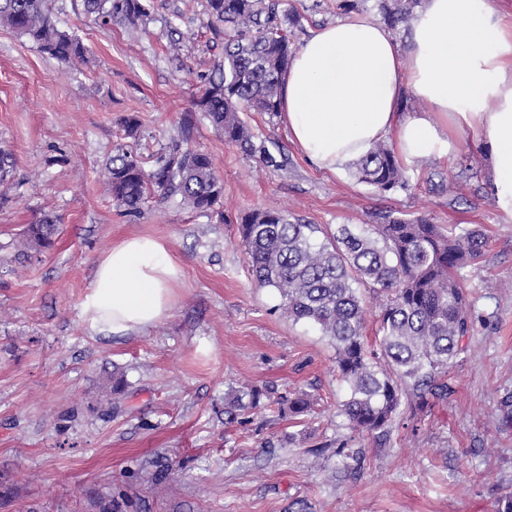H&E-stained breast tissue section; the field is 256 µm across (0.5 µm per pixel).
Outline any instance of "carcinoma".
Returning a JSON list of instances; mask_svg holds the SVG:
<instances>
[{
    "mask_svg": "<svg viewBox=\"0 0 512 512\" xmlns=\"http://www.w3.org/2000/svg\"><path fill=\"white\" fill-rule=\"evenodd\" d=\"M148 0H82L84 13L104 22L137 27L149 17ZM420 0H382L389 25L402 22ZM207 27L224 40V59L201 77L194 101L224 140L266 167H280L255 147L240 113L278 112L282 77L293 54L283 0H205ZM0 24L28 38L41 51L69 63L84 59L85 46L53 20L50 0H0ZM15 164L0 149V186L9 184ZM355 176L380 191L406 186L394 151L378 142L356 160ZM104 184L116 206L130 215L150 198L179 199L195 211L217 209L224 184L210 156L173 141L149 158L123 149L106 165ZM241 244L255 283L274 288L278 309L295 323L319 327L335 349L336 373L346 385L341 412L351 429L385 433L400 417L416 420L454 392L449 369L466 353L474 325L466 273L477 268L487 240L478 227L446 231L420 217L387 216L381 224L355 229L305 224L272 209H258L239 221ZM54 220L28 226L24 245L51 243ZM373 290L380 303L375 345L363 336V298ZM291 419L313 412L304 393L276 395L272 386H242L224 404L225 423L242 420L266 401Z\"/></svg>",
    "mask_w": 512,
    "mask_h": 512,
    "instance_id": "1",
    "label": "carcinoma"
}]
</instances>
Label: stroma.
Masks as SVG:
<instances>
[{
	"label": "stroma",
	"mask_w": 512,
	"mask_h": 512,
	"mask_svg": "<svg viewBox=\"0 0 512 512\" xmlns=\"http://www.w3.org/2000/svg\"><path fill=\"white\" fill-rule=\"evenodd\" d=\"M204 0H150L146 25L102 23L80 0H51L59 29L87 63L70 65L0 25V147L17 184L0 189V512H498L512 496V219L494 203L487 153L461 134L444 157L408 164V188L381 192L351 168L314 167L280 115L246 112L267 168L216 132L193 100L224 53ZM284 0L293 45L347 16L382 20L381 0ZM138 139L123 137L128 115ZM173 141L208 153L224 182L223 218L170 201L140 215L102 183L118 149L145 155ZM274 209L307 224L425 216L479 227L487 247L465 283L474 301L470 351L453 394L382 437L348 428L335 350L314 326L283 317L278 292L256 287L236 220ZM57 217L48 248L22 249L36 216ZM164 239L179 262L177 301L145 332L103 339L80 303L99 256L127 237ZM127 386L112 395V370ZM303 391L317 401L297 423L276 408L226 424L241 384ZM356 455L343 467L338 448Z\"/></svg>",
	"instance_id": "1"
}]
</instances>
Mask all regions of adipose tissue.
<instances>
[{"instance_id":"obj_1","label":"adipose tissue","mask_w":512,"mask_h":512,"mask_svg":"<svg viewBox=\"0 0 512 512\" xmlns=\"http://www.w3.org/2000/svg\"><path fill=\"white\" fill-rule=\"evenodd\" d=\"M430 106L403 111L406 92ZM280 111L319 170L335 172L390 138L419 163L475 133L497 209L512 218V13L491 0H427L399 47L384 24L350 17L316 31L283 75ZM181 267L165 241L135 236L103 252L80 305L93 332L138 333L170 318Z\"/></svg>"}]
</instances>
